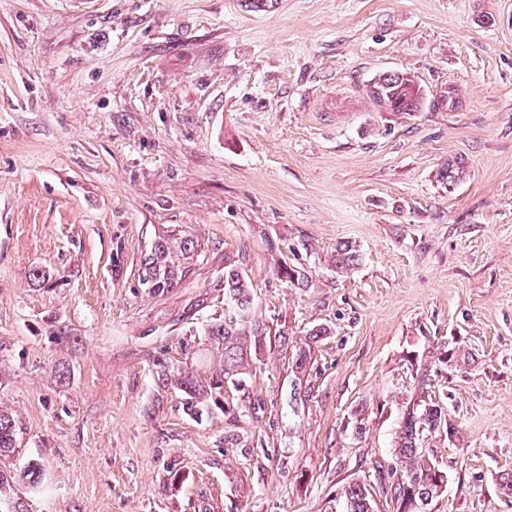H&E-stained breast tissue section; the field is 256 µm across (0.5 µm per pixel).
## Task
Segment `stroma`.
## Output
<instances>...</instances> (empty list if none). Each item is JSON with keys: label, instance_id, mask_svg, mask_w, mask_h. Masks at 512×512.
Returning a JSON list of instances; mask_svg holds the SVG:
<instances>
[{"label": "stroma", "instance_id": "35a3bbf8", "mask_svg": "<svg viewBox=\"0 0 512 512\" xmlns=\"http://www.w3.org/2000/svg\"><path fill=\"white\" fill-rule=\"evenodd\" d=\"M387 72L421 111L377 106ZM163 234L197 247L152 293ZM229 264L256 320L328 329L297 420L275 344L228 414L158 378L222 373L202 328ZM429 402L454 427L422 436L431 512H512V0H0V409L23 427L0 469L25 512H346L355 483L396 512L377 470ZM370 97L382 106L384 98L389 112H404L407 109L420 111L426 102L422 86L407 73H384L369 88ZM382 96V97H381ZM173 246L184 253H190L195 249L192 239L180 238L179 241L177 239L172 241L168 236L156 240L144 257L140 283L152 288L153 292L168 291L170 288H175L179 282V268L171 259Z\"/></svg>", "mask_w": 512, "mask_h": 512}]
</instances>
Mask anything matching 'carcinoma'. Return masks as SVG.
Instances as JSON below:
<instances>
[{
    "label": "carcinoma",
    "instance_id": "obj_1",
    "mask_svg": "<svg viewBox=\"0 0 512 512\" xmlns=\"http://www.w3.org/2000/svg\"><path fill=\"white\" fill-rule=\"evenodd\" d=\"M370 97L378 103H386L389 112L419 111L426 102L425 90L406 73H384L369 88ZM465 173L463 162L456 159L448 161L438 172L437 178L454 185ZM177 247L184 253L195 249L194 241L182 238L156 240L142 262L140 283L154 292H163L177 286L179 268L171 259L172 248ZM339 272L353 268L358 262V254L353 246L341 244L336 247L334 259ZM276 276L279 280L300 287L304 285L305 275L290 267L280 265ZM224 319H218L208 325L206 336L224 350V373L207 381H202L194 373L183 371L177 380L178 389L184 395L186 409L194 415L209 406L199 401L205 394L211 399L224 398V385L240 386L243 383L242 369L250 361L263 354L267 346L276 342L283 349L291 350L288 364L293 380L288 393V412L298 416L303 407L305 395L302 394L301 376L305 375L311 363V346L328 334L324 327L313 328L309 332V341L290 345L288 333L271 332L268 325L252 318L254 307L253 293L243 274L233 266L224 267ZM444 427L453 430L448 413L437 404H426L420 410L407 412L395 445L396 465L388 473L391 479L390 492L396 505V512H430L433 501L446 489V483L436 475L435 462L419 447L420 436L426 431ZM23 434L22 426L15 417L0 410V456H10L18 448ZM7 475L0 471V512H24L18 501L3 494ZM347 512H372L371 499L367 489L354 484L346 490Z\"/></svg>",
    "mask_w": 512,
    "mask_h": 512
}]
</instances>
